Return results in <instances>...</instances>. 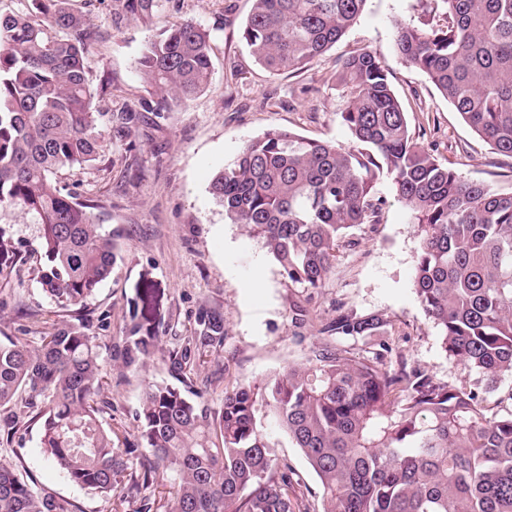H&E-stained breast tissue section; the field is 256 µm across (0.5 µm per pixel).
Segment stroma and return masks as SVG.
I'll list each match as a JSON object with an SVG mask.
<instances>
[{"mask_svg": "<svg viewBox=\"0 0 512 512\" xmlns=\"http://www.w3.org/2000/svg\"><path fill=\"white\" fill-rule=\"evenodd\" d=\"M251 0H159L149 22L112 20V0H72L92 35L85 66L93 105L112 112L145 96L137 61L163 30L192 20L211 34V86L178 104L161 119L115 137L102 122L99 159L57 175L60 186L79 200H92L105 230L114 234L112 274L89 300L90 335L102 349L101 397L104 424L115 447L152 459L137 425L141 400L152 384H174L182 373L173 352L182 350L206 311L224 315V340L192 356L188 396L220 410L224 392L263 381L288 363L305 360L324 342L322 326L337 311L378 313L386 318L396 355L435 381L474 387L481 374L449 358L412 286L418 229L391 183L380 180L374 195L381 206L373 222L347 233L331 274L312 294L291 287L261 243L224 218L210 193L218 170L230 164L250 140L272 128L350 146L340 114L346 97L337 71L350 55L368 49L382 59L409 128L443 164L472 181L512 188V157L477 135L426 75L405 62L396 47V26L439 25L425 0H367L358 21L308 70L275 75L250 54L242 30ZM39 230L32 214L0 210V336L24 335L37 344L45 322L67 314L39 287L33 268ZM306 320L293 323L291 308ZM110 313L100 326V313ZM150 325L160 347L150 359L126 368L120 338L131 319ZM39 425L17 430L0 455L22 464L36 487L76 506L78 512H145L146 501L164 502L172 476L157 478L144 495L116 501L73 484L40 446ZM276 467H284L302 506L320 512L321 486L301 451L274 432Z\"/></svg>", "mask_w": 512, "mask_h": 512, "instance_id": "1", "label": "stroma"}]
</instances>
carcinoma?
<instances>
[{"label":"carcinoma","instance_id":"1","mask_svg":"<svg viewBox=\"0 0 512 512\" xmlns=\"http://www.w3.org/2000/svg\"><path fill=\"white\" fill-rule=\"evenodd\" d=\"M158 0H119L114 21L147 22ZM446 28L397 25L396 46L423 71L462 120L494 150L512 156V0H428ZM70 0H26L0 13V209L39 224L37 283L62 309L85 308L112 273V233L95 205L62 192L56 174L97 160L101 148L85 69L90 35ZM366 0H252L242 38L276 74L304 69L338 41ZM210 34L185 21L153 40L138 60L148 96L110 113L128 131L141 113L160 116L211 84ZM347 103L345 148L274 129L247 142L214 176L225 217L257 238L294 288L314 291L331 273L347 232L371 223L377 181L388 178L417 224L414 290L449 357L480 371L484 384L458 388L398 360L389 321L336 311L324 331L374 346L370 358L343 346H314L306 361L260 383L224 392L210 414L175 387L153 385L139 413L140 438L177 488L163 512H298L288 473L273 465L269 418L318 477L321 512H512V413L494 411L498 379L512 374V191L469 181L411 134L379 56L362 50L338 73ZM224 336L207 311L193 341ZM159 336L138 323L123 337L126 367L154 354ZM100 351L88 324L54 322L32 348L0 340V433L40 422L41 447L74 484L129 495L154 483L114 447L95 396ZM0 512H72L30 486L0 458Z\"/></svg>","mask_w":512,"mask_h":512}]
</instances>
